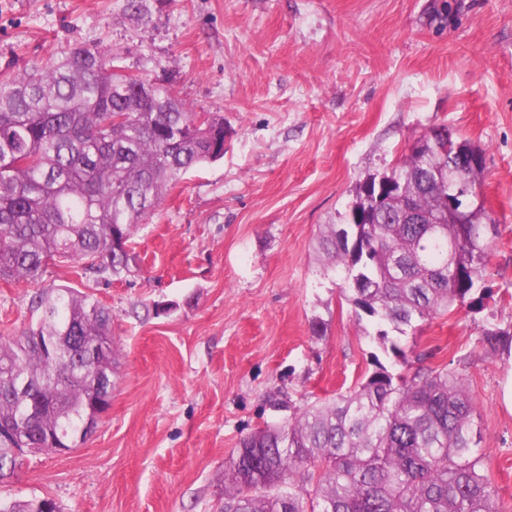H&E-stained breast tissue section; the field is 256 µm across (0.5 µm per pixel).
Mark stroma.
I'll list each match as a JSON object with an SVG mask.
<instances>
[{"label": "stroma", "mask_w": 512, "mask_h": 512, "mask_svg": "<svg viewBox=\"0 0 512 512\" xmlns=\"http://www.w3.org/2000/svg\"><path fill=\"white\" fill-rule=\"evenodd\" d=\"M430 0H0V73L75 46L165 81L222 117V159L187 173L131 238L141 259L115 279L71 261L44 283L112 313V400L86 442L30 453L0 497L62 512H221L241 436L348 391L392 365L356 323L317 251L368 174L445 125L485 151L498 234L481 309L401 337L408 357L465 374L499 512H512V0H462L443 30ZM35 290L0 279V336L35 323ZM165 313L149 314V306ZM323 322L314 335V322Z\"/></svg>", "instance_id": "obj_1"}]
</instances>
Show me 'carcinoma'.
Returning a JSON list of instances; mask_svg holds the SVG:
<instances>
[{
	"instance_id": "cac0c4a2",
	"label": "carcinoma",
	"mask_w": 512,
	"mask_h": 512,
	"mask_svg": "<svg viewBox=\"0 0 512 512\" xmlns=\"http://www.w3.org/2000/svg\"><path fill=\"white\" fill-rule=\"evenodd\" d=\"M452 137L410 149L395 169L385 214L324 224L319 250L343 278L357 320L367 316L407 370L380 366L353 390L305 406L288 423L242 436L224 475L239 512H496L466 378L443 366L409 368L389 338L455 307L474 306L496 235L482 207L470 227L431 224L462 174L480 185ZM224 157V119L191 110L167 85L133 78L99 48L73 47L0 77V278L39 283L46 267L83 260L115 278L137 266L133 228L188 171ZM36 324L0 339V428L39 447L47 434L84 442L112 372V319L90 295L39 287ZM81 337L82 349L72 338ZM491 347L512 334L482 331ZM20 456L0 442V479ZM46 500L0 502V512H46Z\"/></svg>"
}]
</instances>
